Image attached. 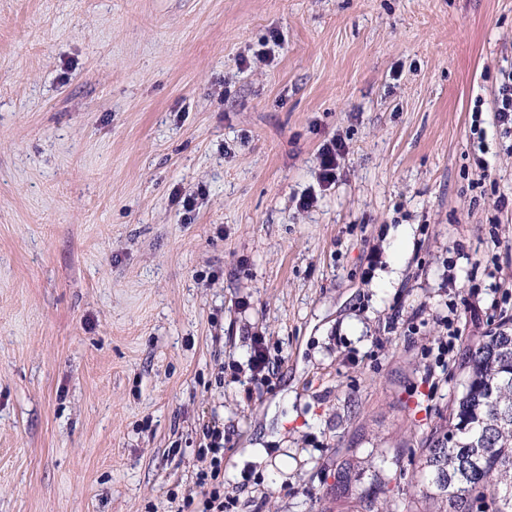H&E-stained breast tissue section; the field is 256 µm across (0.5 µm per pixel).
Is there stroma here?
Returning a JSON list of instances; mask_svg holds the SVG:
<instances>
[{"label":"stroma","instance_id":"35a3bbf8","mask_svg":"<svg viewBox=\"0 0 512 512\" xmlns=\"http://www.w3.org/2000/svg\"><path fill=\"white\" fill-rule=\"evenodd\" d=\"M510 68L512 0H0V512H180L214 424L224 512H336L346 448L412 493L512 316ZM494 118L504 133H512V70L501 71V78L495 90ZM345 154L346 145L340 137L322 145L319 151L318 182L324 190L336 183ZM252 352L249 358L248 369L251 372V377L256 378L265 371H270V362L266 354L264 346V336H252Z\"/></svg>","mask_w":512,"mask_h":512}]
</instances>
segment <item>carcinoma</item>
<instances>
[{
    "mask_svg": "<svg viewBox=\"0 0 512 512\" xmlns=\"http://www.w3.org/2000/svg\"><path fill=\"white\" fill-rule=\"evenodd\" d=\"M462 390L420 449L418 491L399 508L379 457L336 458L330 487L342 512H512V318L460 351Z\"/></svg>",
    "mask_w": 512,
    "mask_h": 512,
    "instance_id": "1",
    "label": "carcinoma"
}]
</instances>
